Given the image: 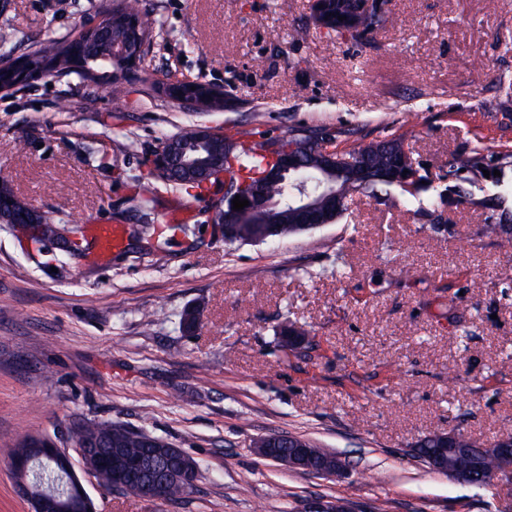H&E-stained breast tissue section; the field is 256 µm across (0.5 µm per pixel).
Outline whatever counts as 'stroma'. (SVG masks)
<instances>
[{"instance_id":"1","label":"stroma","mask_w":512,"mask_h":512,"mask_svg":"<svg viewBox=\"0 0 512 512\" xmlns=\"http://www.w3.org/2000/svg\"><path fill=\"white\" fill-rule=\"evenodd\" d=\"M111 0H0L9 51L70 38ZM145 0L160 36L121 97L70 74L0 92V182L79 230L80 248L0 224V512H31L8 453L73 421L164 439L198 464L190 491L148 500L84 481L96 512H512V484L458 482L414 453L436 433H512V249L481 237L487 210L420 190L395 209L359 195L347 219L228 244L216 195L156 191L146 160L182 129L276 137L403 136L437 182L451 152L512 150V0H390L363 41L327 34L311 0ZM304 40L291 39L294 28ZM171 79L229 93L189 112ZM153 197L148 215L140 200ZM124 242L96 252L89 227ZM199 329L183 332L186 307ZM307 348L278 344L284 322ZM274 435L335 453L332 476L260 456Z\"/></svg>"}]
</instances>
